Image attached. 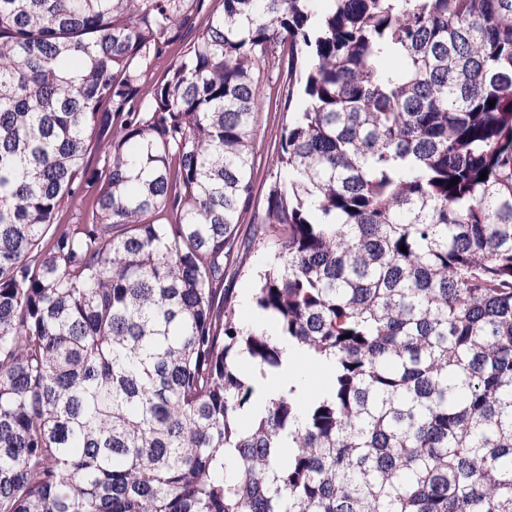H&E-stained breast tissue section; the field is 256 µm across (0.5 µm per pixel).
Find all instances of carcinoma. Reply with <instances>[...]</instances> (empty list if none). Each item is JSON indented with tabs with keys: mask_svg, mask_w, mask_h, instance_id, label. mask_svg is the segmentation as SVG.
Here are the masks:
<instances>
[{
	"mask_svg": "<svg viewBox=\"0 0 512 512\" xmlns=\"http://www.w3.org/2000/svg\"><path fill=\"white\" fill-rule=\"evenodd\" d=\"M0 512H512V0H0ZM276 84L274 81L265 80L261 87V95L271 106L261 111L257 122V135L255 141V205L262 208L264 204L265 190L269 181L272 168L274 148L278 144L281 125L284 122L283 114L274 112V100L276 96ZM273 101V106H272ZM269 240H256L252 246V258L250 265L246 266L241 273H239L233 282L230 284V288H235V295L239 302V312L243 319L246 318L247 323L253 325H260L266 327L269 331H273V326L269 322L267 317L258 316L253 311H247L245 315L246 303L252 307V294L254 291V270L258 267L263 260L262 253L267 250L270 246ZM281 346L285 351L286 363L280 374L275 378L261 380L259 384V403L263 404L275 393L282 391H288L291 386H297L298 395L302 399H309L316 397L326 392V368L321 367L325 380L322 382H316L311 377L300 381L303 371L307 373L306 368L303 364L304 353L296 348L292 344H288V340L281 342Z\"/></svg>",
	"mask_w": 512,
	"mask_h": 512,
	"instance_id": "1",
	"label": "carcinoma"
}]
</instances>
